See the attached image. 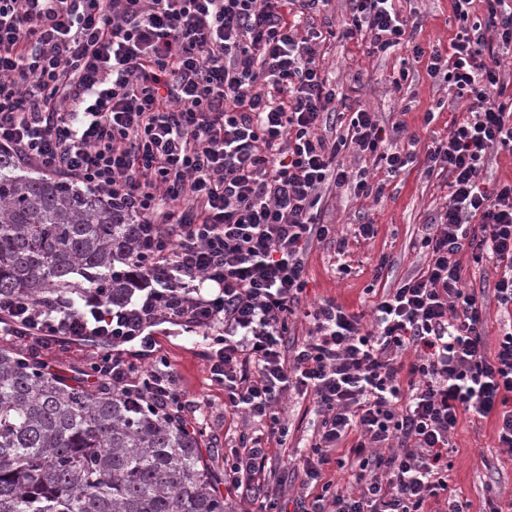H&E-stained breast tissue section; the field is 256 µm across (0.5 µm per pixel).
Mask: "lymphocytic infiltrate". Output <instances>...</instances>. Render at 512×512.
<instances>
[{
  "instance_id": "f902f5d3",
  "label": "lymphocytic infiltrate",
  "mask_w": 512,
  "mask_h": 512,
  "mask_svg": "<svg viewBox=\"0 0 512 512\" xmlns=\"http://www.w3.org/2000/svg\"><path fill=\"white\" fill-rule=\"evenodd\" d=\"M481 1L475 22L474 0H452L450 50L428 53L396 0H348L341 39L429 56L431 76L469 102L420 157L401 145L402 125L365 109L347 136L321 134L336 90L299 27L330 0H0V148L132 217L140 273L138 299L118 309L0 297V336L44 347L104 337L112 351L85 386L108 381L168 411L183 406L174 373L140 369L126 344L165 322L215 330L211 380L249 423L224 466L227 492L265 475L270 443L286 445L276 407L296 392L318 418L300 458L302 486L320 489L309 512H464L448 496L462 416H495L512 450V328L488 348L458 260H495L496 300L512 307V183L488 187L484 171L490 150L512 152V0ZM349 148L391 175L417 163L447 172L449 203L420 237L424 268L374 304L371 326L328 299L303 310L309 335L292 342L308 251L336 239L316 211L322 190L373 191L367 169L340 161ZM344 442L352 489L325 479Z\"/></svg>"
}]
</instances>
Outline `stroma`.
<instances>
[{
    "label": "stroma",
    "mask_w": 512,
    "mask_h": 512,
    "mask_svg": "<svg viewBox=\"0 0 512 512\" xmlns=\"http://www.w3.org/2000/svg\"><path fill=\"white\" fill-rule=\"evenodd\" d=\"M397 6L410 26L413 37L424 49L448 48L457 25L450 0H398ZM317 59L336 86L337 108H363L377 113L384 126L402 123L405 134L414 140L418 153H425L434 140L444 138L452 120L462 118L463 107L439 110L448 100V86L432 78L426 61H412L405 50L372 54L367 44L330 39L318 46ZM408 67L409 78L401 88L392 79L401 67ZM434 121H427V112ZM375 180L385 183L383 195L373 200L355 197L347 188L323 190L319 204L324 223L335 225L346 241L344 249L329 243L313 244L307 258V287L303 306L333 299L352 311H367L387 289L415 274L426 258L420 248L422 226L431 221L448 199L447 174L423 175L413 167L395 177L374 170ZM358 224L376 227L373 238L356 236ZM466 287L483 289L486 337L496 346L500 331L512 322L494 297V262L473 264L461 255ZM156 350L143 358V367L167 362L178 377L179 389L188 411L202 422V446L212 470L224 469V453L236 445L245 422L224 411V390L209 376L210 333L197 328L163 324L155 328ZM106 348L96 342L56 344L39 349L43 358H52L65 367L86 369ZM300 396H287L280 406L288 423V445L272 448L271 466L258 490L234 494L238 512H255L258 504L270 512H301L313 498L303 489L297 471L296 455L318 425ZM453 466L448 473V491L467 503L468 512H484L488 500L512 497V454L495 440V421L463 416L451 437Z\"/></svg>",
    "instance_id": "stroma-1"
}]
</instances>
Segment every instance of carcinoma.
Instances as JSON below:
<instances>
[{
	"label": "carcinoma",
	"instance_id": "cac0c4a2",
	"mask_svg": "<svg viewBox=\"0 0 512 512\" xmlns=\"http://www.w3.org/2000/svg\"><path fill=\"white\" fill-rule=\"evenodd\" d=\"M135 242L106 198L0 150V295L123 306ZM220 483L182 415L0 345V512H233Z\"/></svg>",
	"mask_w": 512,
	"mask_h": 512
}]
</instances>
